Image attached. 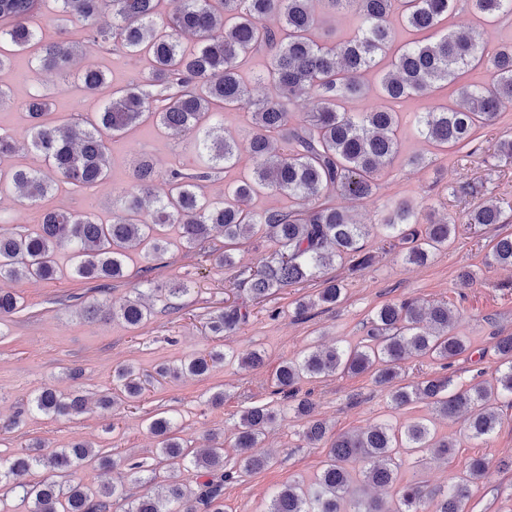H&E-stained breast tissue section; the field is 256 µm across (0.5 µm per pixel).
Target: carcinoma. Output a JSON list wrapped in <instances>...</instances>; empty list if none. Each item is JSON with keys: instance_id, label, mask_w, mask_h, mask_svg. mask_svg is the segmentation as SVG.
Listing matches in <instances>:
<instances>
[{"instance_id": "obj_1", "label": "carcinoma", "mask_w": 512, "mask_h": 512, "mask_svg": "<svg viewBox=\"0 0 512 512\" xmlns=\"http://www.w3.org/2000/svg\"><path fill=\"white\" fill-rule=\"evenodd\" d=\"M62 36L44 41L30 27V20L44 0H0V68L18 52L35 50L42 68L65 70L76 55L102 51L113 39L127 52L153 59L148 77L110 92L97 112L77 121L51 122L50 104L36 93L25 103L27 142L40 153L46 169L17 165L1 174L34 203L59 184L88 191L110 176L108 142L153 118L171 135L185 130L197 133L196 156L200 164L184 166L178 160L160 172L144 157L134 171L133 182L118 191L119 207L112 220L102 221L86 211L42 209L40 222L19 231L0 230V279L10 282L48 280L56 274V256L70 253L72 271L81 278L100 282V291L124 277L125 258L132 249L153 255L165 250L158 230L177 227L186 246L204 248L213 233L226 241L263 235L276 249L258 265L239 271L248 284L250 298L261 300L274 291L303 284L338 262L350 261L361 270L370 258L361 255L360 241L371 231L379 233L388 247L404 246L405 260L422 264L448 244L456 225L427 219L418 230L415 204L400 201L391 206L382 222L358 224L346 208L331 203L341 195L361 201L381 189V170L398 153L397 128L404 104L431 95L437 86L462 71L478 67L490 71L489 84L460 87L454 107L415 111L417 132L442 150L465 145L475 129L497 119L512 107V40L489 48L471 29L450 28L432 35L458 0H321L337 12L354 18V35L346 40L319 43L313 38L319 19L313 0H181L179 9L162 24L155 20L160 0H54ZM467 5L487 22L512 16V0H467ZM112 12V27L96 24L104 8ZM278 15L282 22L269 25ZM429 32L416 41L400 39L399 27ZM184 34L198 38L199 46L185 51L179 46ZM263 51L266 70L256 80L273 85L278 95L265 100L246 96L240 73L242 61ZM388 68L381 87L388 105L370 112H350L346 103L363 91L364 75ZM81 84L89 93L106 87L103 71L85 66ZM305 96L306 111L296 114L289 106ZM247 110L251 130L247 149L251 170L224 190V200L213 201L204 192L211 171L235 163L237 146L224 139L223 124L214 121L215 107ZM163 180V195L154 194ZM274 191L297 200L300 207L288 210H256L251 200ZM502 206L482 198L471 214L473 224H499ZM492 259L512 266V236L493 246ZM346 284L328 279L317 299L301 301L305 313L317 305L340 301ZM20 307V296L0 288V320ZM152 309L128 298L112 308V316L138 327ZM251 311L245 303L231 305L210 319L215 334H226L247 323ZM455 309L446 301L421 307L401 300L378 308L369 319L367 338L354 346L313 349L283 363L276 373L275 394L282 405H256L242 411L228 439L209 437L210 446L187 456L183 444L172 435L174 420L161 416L150 421L149 431L161 439L158 452L170 460H189L197 476L192 486L179 480L156 484L136 497L125 493L124 479L88 487L74 478L76 470L94 461L104 469H124L139 484L142 465L96 454L85 442L43 455L32 448L7 459L0 458V497L15 493L28 504V512H224V482L234 472L224 469V447L236 449L245 472L263 469L267 460L250 453L259 439L290 409L304 423L303 437L312 446L322 443L329 427L317 417L316 404L298 396L297 385L305 379L370 372L375 382L390 384L399 377L401 363L412 357L430 358L449 366L467 353L465 337L455 332ZM499 366L489 378L480 375L460 388L452 376L425 377L389 391L391 405L401 409L417 399L427 400L436 415L468 414L471 439L484 443L501 423L497 404L512 397V336L495 345ZM238 361L257 368L263 363L258 350L245 354L211 351L178 364L162 365L155 374L122 366L112 375L100 403L110 408L133 403L155 384L181 375H204L212 365ZM85 407L82 396L45 388L30 399L28 410L55 418H71ZM454 448L448 438L437 436L430 420L392 425L384 422L365 431L342 433L328 444L327 460L315 479L304 484L291 481L274 493L268 512H464L472 487L482 479L486 463L472 459L444 490L424 489L402 483L403 455L429 451L448 457ZM41 467L51 475L38 482L27 480ZM391 489L395 499L365 500L353 494L356 480Z\"/></svg>"}]
</instances>
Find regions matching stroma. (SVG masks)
Instances as JSON below:
<instances>
[{"label": "stroma", "instance_id": "35a3bbf8", "mask_svg": "<svg viewBox=\"0 0 512 512\" xmlns=\"http://www.w3.org/2000/svg\"><path fill=\"white\" fill-rule=\"evenodd\" d=\"M99 66L108 87L126 86L135 77L148 76L152 62L132 56L112 45L99 54L77 57L76 66ZM0 88L8 97L0 104V130L24 138L27 124L24 104L33 90H40L50 103L53 117L75 118L97 111L101 97L86 94L76 75L61 76L40 68L33 55L18 54L10 67L0 70ZM224 136L240 144L237 163L213 173L206 184L209 198L220 200L224 189L250 170L252 161L244 150L250 127L247 113L228 112ZM400 152L380 176V194L361 202L339 196L335 203L351 209L357 222L380 223L389 202L413 199L422 214L447 217L456 233L446 248L437 251L423 265L405 263L397 251L384 247L377 236L363 241L364 252L374 257L361 271L339 263L298 287L283 288L261 303L252 305L247 323L230 336L212 335L211 316L225 307L247 300L248 290L226 289L232 271L218 268L205 253L183 245L176 229H168V246L158 255L134 251L126 263L123 279L113 282L108 292L113 302L132 296L150 280L162 286L190 285L189 294L154 300V313L139 328L130 329L117 318H83L79 309L99 295L92 281L75 275L67 254L58 257V272L50 280L15 284L21 297L18 312L0 326V421L8 420L28 399L44 388L86 396L87 411L72 419L27 412L23 423L0 433V457H7L28 444L39 442L44 453L69 447L72 442L89 443L95 452L131 460L155 472L158 479L177 476L195 483L194 470H184L161 461L159 440L148 429L150 417L162 412L177 420L176 434L187 450L203 447L207 433H231L245 407L272 402L278 367L302 351L315 346L356 344L366 336L367 322L376 308L390 301L416 299L445 300L456 307L455 330L466 336L471 350L450 368L456 384H468L477 371L497 365L498 337L512 335V267L493 264L491 253L498 238L512 235V162L497 160L501 142L512 139V108L500 113L494 123L476 129L471 143L443 152L418 135L410 119H403L397 131ZM195 135L171 138L164 130L146 123L110 146L112 176L96 192L85 194L61 186L44 202L48 208L87 210L111 218L119 188L132 178V161L140 156L181 158L193 163ZM473 184L486 196L507 204L502 224H474L470 213L477 197L458 193L463 184ZM475 274L473 282L458 279L461 269ZM343 280L347 289L335 305L319 306L297 314L300 301L315 297L326 280ZM246 352L260 350L262 366L241 368L238 363L220 364L203 376L185 375L148 392L137 407L104 409L97 398L112 385V373L121 365L150 371L161 363H176L212 348ZM317 404V412L331 433L362 430L390 420L402 423L427 418L438 436L448 437L455 448L448 458L424 455L422 461L407 457L401 468L406 481H422L428 488L446 487L471 457L482 455L488 469L473 487L466 512H512V401L501 400L504 422L483 444L468 436L464 419L435 415L428 401L418 400L396 409L388 390L376 386L370 375H333L305 381ZM224 402L211 404L215 392ZM303 423L293 413L282 414L257 448L270 463L262 470L240 473L224 485L226 512H267L272 495L291 481H313L327 457L322 447L305 444Z\"/></svg>", "mask_w": 512, "mask_h": 512}]
</instances>
